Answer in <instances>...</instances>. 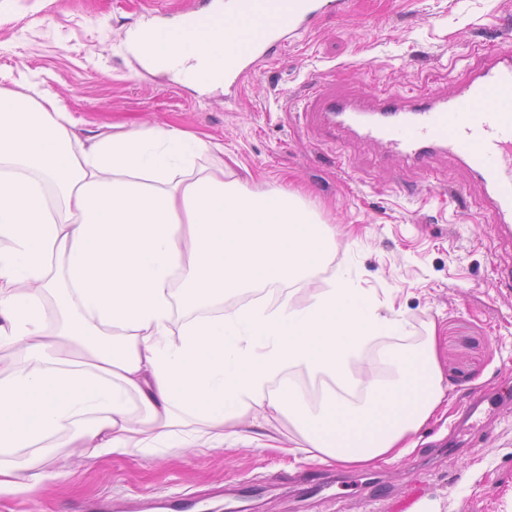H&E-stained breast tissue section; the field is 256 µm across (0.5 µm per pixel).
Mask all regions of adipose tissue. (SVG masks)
Instances as JSON below:
<instances>
[{"label":"adipose tissue","mask_w":512,"mask_h":512,"mask_svg":"<svg viewBox=\"0 0 512 512\" xmlns=\"http://www.w3.org/2000/svg\"><path fill=\"white\" fill-rule=\"evenodd\" d=\"M236 25L123 48L211 92ZM75 125L38 84L0 89V350L20 363L0 376V492L39 481L38 448H236L272 413L339 463L407 452L446 394L431 346L405 345L406 316L301 196L224 180L178 128Z\"/></svg>","instance_id":"ef3b65f1"}]
</instances>
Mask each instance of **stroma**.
I'll list each match as a JSON object with an SVG mask.
<instances>
[{"label": "stroma", "instance_id": "stroma-1", "mask_svg": "<svg viewBox=\"0 0 512 512\" xmlns=\"http://www.w3.org/2000/svg\"><path fill=\"white\" fill-rule=\"evenodd\" d=\"M314 27L291 37L236 103L199 94L120 50L145 0H10L0 8V87L41 82L87 140L106 127H177L224 148V178L276 181L303 194L352 250L364 287L406 314L410 342L431 340L447 397L409 440L372 464L319 463L287 416L271 415L268 447L175 448L161 459L42 460L27 494L0 493V512H153L155 499L193 495L215 512H512V266L480 216L479 187L449 156L434 178L387 158L382 146L326 133L301 109L322 73L339 93L375 88L451 91L473 55L512 45V0H320ZM481 407L472 419L473 407ZM328 491H306L312 470Z\"/></svg>", "mask_w": 512, "mask_h": 512}]
</instances>
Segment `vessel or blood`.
<instances>
[{"instance_id":"b4317fda","label":"vessel or blood","mask_w":512,"mask_h":512,"mask_svg":"<svg viewBox=\"0 0 512 512\" xmlns=\"http://www.w3.org/2000/svg\"><path fill=\"white\" fill-rule=\"evenodd\" d=\"M319 13L318 0H207L182 14L178 25L211 30L235 17L248 21V29L235 33L241 50L224 61V100L233 104L255 63L275 61L289 34L308 31ZM304 110L329 130L381 144L425 176L437 153H451L483 185L482 215L491 232L512 223V46L479 54L450 95L348 97L315 75Z\"/></svg>"}]
</instances>
